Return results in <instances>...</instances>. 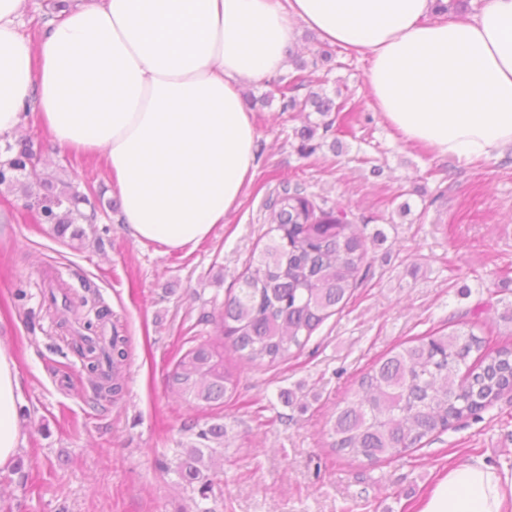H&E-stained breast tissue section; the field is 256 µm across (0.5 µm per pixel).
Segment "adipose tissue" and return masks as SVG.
Returning <instances> with one entry per match:
<instances>
[{"label":"adipose tissue","mask_w":512,"mask_h":512,"mask_svg":"<svg viewBox=\"0 0 512 512\" xmlns=\"http://www.w3.org/2000/svg\"><path fill=\"white\" fill-rule=\"evenodd\" d=\"M0 0V136L38 111L55 143L99 157L139 242L191 250L255 175L239 84L279 73L298 26L369 58L373 107L403 141L463 164L512 148V0L463 19L435 0H84L36 39ZM19 383L0 344V468L20 444ZM421 512H512V471L449 469Z\"/></svg>","instance_id":"obj_1"}]
</instances>
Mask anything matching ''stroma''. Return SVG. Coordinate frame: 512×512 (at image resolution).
Segmentation results:
<instances>
[{"label": "stroma", "instance_id": "1", "mask_svg": "<svg viewBox=\"0 0 512 512\" xmlns=\"http://www.w3.org/2000/svg\"><path fill=\"white\" fill-rule=\"evenodd\" d=\"M369 59L336 50L314 91L352 110L350 132L325 128L319 113L285 112L269 82H247L255 98L256 174L240 203L191 252L131 238L119 222L101 163L57 146L33 116L0 139V158L29 140L43 179L85 194L95 219L83 245L57 238L37 205L0 185V338L20 382L22 474L0 468V512H197L175 468L192 423L219 421L224 454L210 473L212 512H420L454 466L483 461L512 469V391L401 457L371 463L333 448L337 407L362 374L400 343L438 331L474 330L512 346V151L459 164L402 141L372 104ZM314 126L316 151L301 154L299 131ZM351 213L369 239L370 273L341 311L287 361L243 366L223 404L201 408L168 393L164 378L188 349L216 335L214 322L268 229L266 203L286 185ZM62 284L87 305L52 304ZM109 308L108 321L96 311ZM69 329H61V318ZM96 321L101 336L129 339L127 386L96 400L67 330ZM294 393L284 404L279 393Z\"/></svg>", "mask_w": 512, "mask_h": 512}]
</instances>
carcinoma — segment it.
<instances>
[{
    "instance_id": "obj_1",
    "label": "carcinoma",
    "mask_w": 512,
    "mask_h": 512,
    "mask_svg": "<svg viewBox=\"0 0 512 512\" xmlns=\"http://www.w3.org/2000/svg\"><path fill=\"white\" fill-rule=\"evenodd\" d=\"M318 60L300 63L286 82L272 80L282 111L311 107L325 116L344 105L318 93L299 99L293 91L321 81ZM36 155L24 144L0 163V185L20 183L34 169ZM22 184V183H20ZM22 192L31 195L30 185ZM88 198L67 186L41 200L42 217L56 236L82 241L79 221L90 220L80 209ZM273 233L261 259L249 265L238 290L224 303L223 337L206 340L184 353L167 373L174 393L200 405L223 403L237 379L224 368V341L250 364H270L301 350L314 330L334 314L367 276L368 241L348 213L324 208L298 186L283 187L269 199ZM73 345L83 359L96 396L119 395L124 389L123 365L128 339L113 331L108 342L81 335ZM477 357H472L473 353ZM512 389V348H492L472 331L420 337L394 347L365 373L355 398L338 409L332 428L334 445L351 458L370 462L399 457L425 439L474 416L504 390ZM193 432L175 473L184 488L207 500L214 490L208 471L224 453L225 429L212 423Z\"/></svg>"
}]
</instances>
